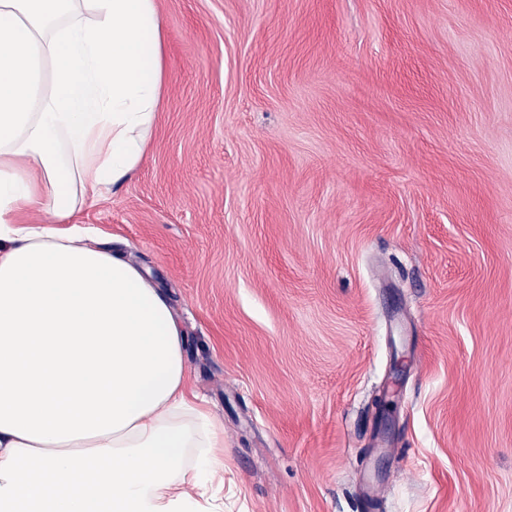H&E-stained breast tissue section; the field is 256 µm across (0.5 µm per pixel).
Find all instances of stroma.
I'll list each match as a JSON object with an SVG mask.
<instances>
[{
	"instance_id": "1",
	"label": "stroma",
	"mask_w": 512,
	"mask_h": 512,
	"mask_svg": "<svg viewBox=\"0 0 512 512\" xmlns=\"http://www.w3.org/2000/svg\"><path fill=\"white\" fill-rule=\"evenodd\" d=\"M144 267L224 512H512V0H157Z\"/></svg>"
}]
</instances>
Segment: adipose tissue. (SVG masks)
I'll use <instances>...</instances> for the list:
<instances>
[{"instance_id": "ef3b65f1", "label": "adipose tissue", "mask_w": 512, "mask_h": 512, "mask_svg": "<svg viewBox=\"0 0 512 512\" xmlns=\"http://www.w3.org/2000/svg\"><path fill=\"white\" fill-rule=\"evenodd\" d=\"M162 28L156 0H0V512H224L167 295L56 229L140 165Z\"/></svg>"}]
</instances>
